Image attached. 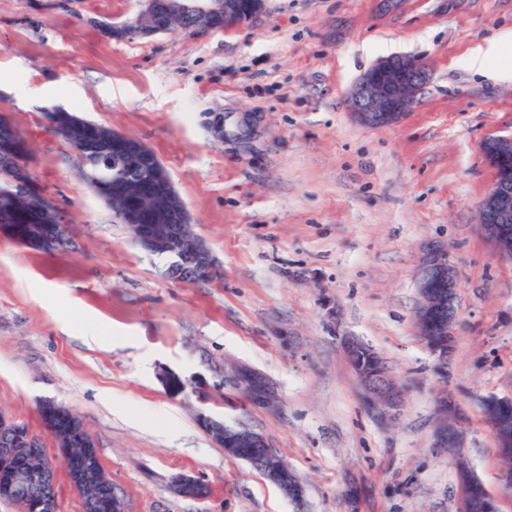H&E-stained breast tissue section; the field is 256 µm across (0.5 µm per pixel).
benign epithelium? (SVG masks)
Masks as SVG:
<instances>
[{
  "label": "benign epithelium",
  "mask_w": 512,
  "mask_h": 512,
  "mask_svg": "<svg viewBox=\"0 0 512 512\" xmlns=\"http://www.w3.org/2000/svg\"><path fill=\"white\" fill-rule=\"evenodd\" d=\"M140 12L119 24L104 23V33L114 40L146 39L173 32L171 23L179 19L187 30L224 32L241 28L265 9L266 0H139ZM426 63L415 56L391 55L376 60L353 82L348 103L355 120L370 129L395 125L413 109L417 97L429 81ZM485 162L492 170L491 189L477 204L479 224L499 254L512 259V135L491 134L481 145ZM104 161L137 175L144 200L127 205L114 215L147 253L173 251L183 257L192 275L203 278L213 269L198 235L190 230L187 206L164 171L155 153L139 139L119 131L104 136L98 148ZM420 294L416 313L418 336L435 359L436 369H448L455 325L459 318L458 281L448 259V248L433 243L423 252L415 271ZM368 412L381 422L399 419L402 390L380 376L358 377ZM442 417L434 431L435 445L448 450L464 486L462 512H495L483 484L471 473L467 459L457 449L464 447V433L457 426L454 404L444 396L439 401ZM206 431L224 447L228 455L261 469L288 497L297 499L302 489L292 479L288 465L273 451L265 437L245 426L229 428L209 417L203 418ZM0 433L7 447L0 448V497H14L27 491L34 507L55 505L58 486L53 476L63 467L75 489L89 481L112 485L105 470L95 463L75 471L63 448L49 455L29 431L0 413ZM202 485L194 476L183 475L174 482V491L185 497Z\"/></svg>",
  "instance_id": "obj_1"
}]
</instances>
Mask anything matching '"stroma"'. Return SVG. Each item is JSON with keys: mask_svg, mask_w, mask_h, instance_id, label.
Here are the masks:
<instances>
[{"mask_svg": "<svg viewBox=\"0 0 512 512\" xmlns=\"http://www.w3.org/2000/svg\"><path fill=\"white\" fill-rule=\"evenodd\" d=\"M138 0H0V113L26 138L35 183L73 246L44 251L0 225V411L47 452L41 401L94 437L125 512H461L434 430L451 395L463 455L496 512H512L508 466L481 398L512 397V259L476 205L493 175L481 153L512 135V0H267L241 29L115 41L100 29ZM490 58L479 73L475 54ZM426 61L413 110L382 129L347 104L381 57ZM80 112L152 149L216 268L179 279L141 250L80 178L44 108ZM250 113L248 134L239 117ZM223 131H216V122ZM457 274L447 375L422 345L415 269L432 243ZM101 331L111 343L91 345ZM371 346L404 391L400 418L367 414L345 352ZM273 402H252L239 373ZM208 416L261 433L301 501L225 453ZM181 474L210 489L175 494Z\"/></svg>", "mask_w": 512, "mask_h": 512, "instance_id": "stroma-1", "label": "stroma"}]
</instances>
